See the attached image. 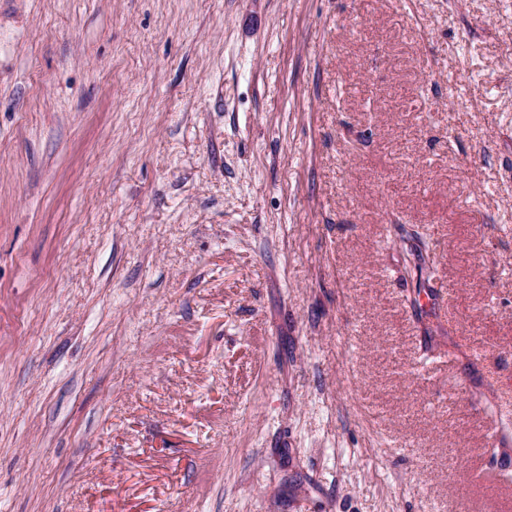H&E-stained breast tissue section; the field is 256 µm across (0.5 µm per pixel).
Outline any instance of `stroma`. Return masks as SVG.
Here are the masks:
<instances>
[{"label":"stroma","mask_w":512,"mask_h":512,"mask_svg":"<svg viewBox=\"0 0 512 512\" xmlns=\"http://www.w3.org/2000/svg\"><path fill=\"white\" fill-rule=\"evenodd\" d=\"M499 421L512 0H0V512H512Z\"/></svg>","instance_id":"1"}]
</instances>
